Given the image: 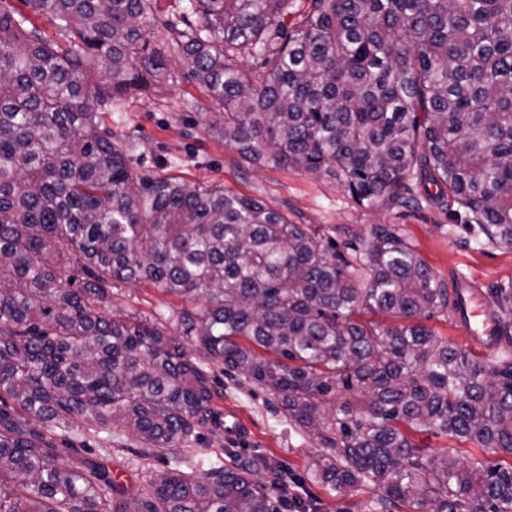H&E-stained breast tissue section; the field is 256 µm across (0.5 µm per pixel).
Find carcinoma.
<instances>
[{"instance_id":"carcinoma-1","label":"carcinoma","mask_w":512,"mask_h":512,"mask_svg":"<svg viewBox=\"0 0 512 512\" xmlns=\"http://www.w3.org/2000/svg\"><path fill=\"white\" fill-rule=\"evenodd\" d=\"M5 2L0 512L288 507V468L263 457L234 471L231 449L210 448L204 477L178 460L142 494L89 447V434L128 438L148 459L201 427L222 441L210 363L280 400L321 443L309 480L377 491L369 512H512V336L483 358L420 323L455 314L462 296L395 227L357 246L347 228L340 241L221 185L137 172L134 146L101 115L169 79L145 38L154 0H19L26 13ZM189 2L201 24L166 27L224 105L213 136L247 160L327 172L369 207L446 199L512 246V0H304L290 29L296 0ZM254 54L262 79L240 63ZM91 69L105 75L92 92ZM136 281L184 303L181 337L105 310L113 287ZM411 432L472 452L433 451Z\"/></svg>"}]
</instances>
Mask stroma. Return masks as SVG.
<instances>
[{"label": "stroma", "instance_id": "1", "mask_svg": "<svg viewBox=\"0 0 512 512\" xmlns=\"http://www.w3.org/2000/svg\"><path fill=\"white\" fill-rule=\"evenodd\" d=\"M186 5L187 0H159L154 23L147 32L152 44L166 49L164 63L169 80L147 94L126 100L120 110L103 115L104 123L113 133L137 144L133 157L136 171L177 176L203 186L220 184L263 201L294 223L346 227L357 239L368 238L375 226H396L437 280L452 289L459 277H466L481 290L487 310H495L497 289L512 286V247L476 242L475 230L440 204L367 207L356 202L332 176L264 160L250 161L212 137L207 125L220 111V104L211 100L191 78L182 55L166 48V23L183 12ZM188 99L196 100L198 106L189 112L182 111L180 103ZM111 302L118 309L156 316L168 335L179 333L177 315L182 301L154 285L122 284L113 290ZM211 372L219 379L220 394L215 398V408L223 412L225 422L242 427L240 434L224 439L225 447L232 450L224 459L226 467L238 470L252 465L255 456L263 455L302 476L298 493L313 512H368L374 496L370 488L338 495L329 487L306 480L320 444L289 423L273 396L241 378L224 376L221 367H212ZM209 440L204 433L197 446L157 449L144 466L136 461L135 445L131 442L109 449L105 460L135 490L144 486V470L156 475L167 472L174 460L196 454L198 448L208 447Z\"/></svg>", "mask_w": 512, "mask_h": 512}]
</instances>
